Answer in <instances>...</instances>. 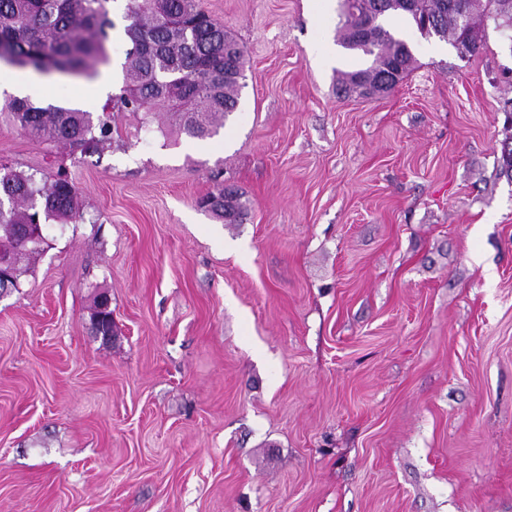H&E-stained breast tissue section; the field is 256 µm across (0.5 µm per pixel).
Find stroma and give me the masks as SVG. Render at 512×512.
<instances>
[{
    "label": "stroma",
    "mask_w": 512,
    "mask_h": 512,
    "mask_svg": "<svg viewBox=\"0 0 512 512\" xmlns=\"http://www.w3.org/2000/svg\"><path fill=\"white\" fill-rule=\"evenodd\" d=\"M199 4L246 50L214 136L116 111L117 10L97 77L33 78L110 144L0 114V168L83 212L0 293V512H512V30L394 24L412 71L347 97L340 0ZM227 185L243 223L197 205ZM400 82V75L395 72L382 82L361 80L358 82L359 94L363 97L383 96L392 91ZM25 134L42 143L69 146L81 153H94L112 139L109 112H92L63 105H37L28 98L10 96L0 109Z\"/></svg>",
    "instance_id": "35a3bbf8"
}]
</instances>
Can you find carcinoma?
<instances>
[{
	"mask_svg": "<svg viewBox=\"0 0 512 512\" xmlns=\"http://www.w3.org/2000/svg\"><path fill=\"white\" fill-rule=\"evenodd\" d=\"M110 0H0V62L42 74L92 76L108 59L105 41ZM342 0L341 46L373 57L367 68L344 71L339 80L345 93H356L357 79L373 78L390 67L407 72L413 56L405 40L386 20L401 16L421 35L440 39L465 36L479 52L481 35L476 21L463 26L456 0ZM512 0H470L471 15L489 11L512 28ZM124 33L131 47L123 68L119 110L151 113L159 108L191 138L212 136L238 103V85L224 82V68L243 74L245 50L224 51V27L199 9L197 0H129ZM25 134L42 143L94 153L112 139V117H98L79 108L37 105L28 98L9 97L0 107ZM230 198L224 203V198ZM217 218L237 223L243 212L238 192L224 187L201 200ZM54 219L63 223L82 219L78 190L67 176L39 182L35 174L0 171V247L17 257L39 249H19L21 228Z\"/></svg>",
	"mask_w": 512,
	"mask_h": 512,
	"instance_id": "obj_1",
	"label": "carcinoma"
}]
</instances>
